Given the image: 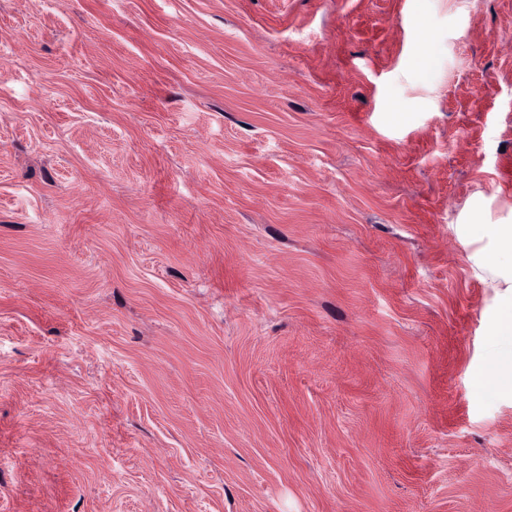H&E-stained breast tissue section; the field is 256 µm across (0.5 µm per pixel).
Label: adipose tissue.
Masks as SVG:
<instances>
[{
	"instance_id": "obj_1",
	"label": "adipose tissue",
	"mask_w": 512,
	"mask_h": 512,
	"mask_svg": "<svg viewBox=\"0 0 512 512\" xmlns=\"http://www.w3.org/2000/svg\"><path fill=\"white\" fill-rule=\"evenodd\" d=\"M453 230L470 248L474 273L497 298L499 317L490 325L491 338L512 337V224L486 223L477 208L468 223L454 225Z\"/></svg>"
}]
</instances>
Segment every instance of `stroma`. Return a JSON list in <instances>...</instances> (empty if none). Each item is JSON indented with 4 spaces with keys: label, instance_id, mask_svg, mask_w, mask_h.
Returning a JSON list of instances; mask_svg holds the SVG:
<instances>
[{
    "label": "stroma",
    "instance_id": "35a3bbf8",
    "mask_svg": "<svg viewBox=\"0 0 512 512\" xmlns=\"http://www.w3.org/2000/svg\"><path fill=\"white\" fill-rule=\"evenodd\" d=\"M512 0H0V512H512ZM453 230L471 247L474 273L497 298L499 317L491 323L489 336L494 342L499 336L512 337V224L485 223L480 207H475L468 223L456 224ZM478 384L494 382L500 388L512 393V352L509 357L495 361L483 374L476 377Z\"/></svg>",
    "mask_w": 512,
    "mask_h": 512
}]
</instances>
